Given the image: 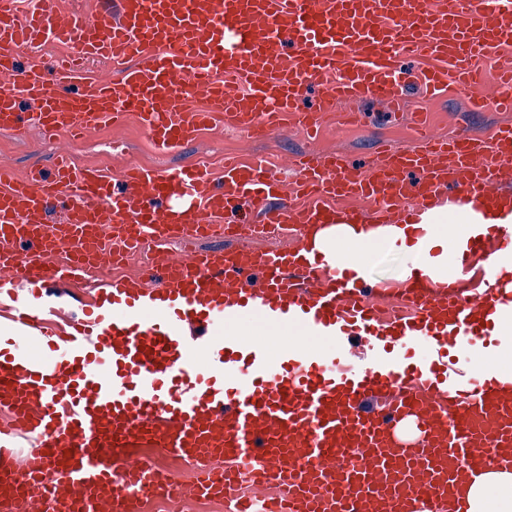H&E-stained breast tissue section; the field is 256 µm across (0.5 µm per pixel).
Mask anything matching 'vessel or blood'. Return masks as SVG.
<instances>
[{
	"mask_svg": "<svg viewBox=\"0 0 512 512\" xmlns=\"http://www.w3.org/2000/svg\"><path fill=\"white\" fill-rule=\"evenodd\" d=\"M93 18L41 0L20 16L0 0V132L38 127L73 137L137 114L167 151L214 122L256 138L286 122L317 134L340 104L375 99L400 110L408 89L428 97L479 87L512 112V67L487 80L484 59L512 48V0H101ZM74 48L53 69L26 52ZM414 57L417 70L404 61ZM107 61L106 75H85ZM324 88L300 109L303 89ZM298 177L275 180L235 160L211 179L198 161L179 168L126 165L120 174L57 155L21 178L0 169V505L34 500L38 512H144L179 484L150 460L116 469L134 448L192 463L213 457L194 491L228 512H468L458 490L471 473L512 468V394L501 372L473 376L456 354L478 335L512 328V277L489 298L468 294L475 255L512 257V228L491 225L448 241L453 283L407 280L393 318L368 299L370 260L316 252H256L248 238L295 224L417 222L448 203L480 215L512 198V125L479 136H418L357 168L337 152L307 154ZM420 172V181L405 179ZM114 241L106 247L101 227ZM227 236L238 246L154 252L142 276L103 289L79 322L50 330L33 296L50 282H81L147 242ZM26 283L31 299L15 297ZM258 317L300 323L370 356L337 369L297 339L271 342L226 324ZM436 342L425 362L404 348ZM274 484L263 498L241 481Z\"/></svg>",
	"mask_w": 512,
	"mask_h": 512,
	"instance_id": "vessel-or-blood-1",
	"label": "vessel or blood"
}]
</instances>
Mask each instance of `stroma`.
Segmentation results:
<instances>
[{
    "mask_svg": "<svg viewBox=\"0 0 512 512\" xmlns=\"http://www.w3.org/2000/svg\"><path fill=\"white\" fill-rule=\"evenodd\" d=\"M357 108L365 115L366 129H350L333 118L327 121L322 135L315 139L308 138L292 123L267 138L253 139L237 130L217 126L170 152L154 148L134 117L122 126L101 129L81 139L61 135L47 140L34 131L28 139L17 140L0 133V165H7L15 175L21 176L32 166H50L57 153L66 152L79 163L108 165L116 173L126 164L172 169L189 159L204 161L216 170L225 157L237 155L248 161L266 163L279 176L292 180L296 173L291 160L301 153L338 151L354 164L364 165L376 161L379 145H409L411 113L417 109L428 112L431 131L439 138L452 136L462 126L480 132L494 124H512V112L493 109L472 112L462 96L432 100L415 94L410 97L407 110L399 113L392 112L385 103L377 100L360 102ZM371 258L373 280L381 290L379 301L384 304L390 299V289L399 287L417 257L386 246L372 251ZM95 296L96 291L91 287L51 285L42 297V306L61 320L80 315L82 308Z\"/></svg>",
    "mask_w": 512,
    "mask_h": 512,
    "instance_id": "obj_1",
    "label": "stroma"
}]
</instances>
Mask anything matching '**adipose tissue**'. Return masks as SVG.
Wrapping results in <instances>:
<instances>
[{"mask_svg": "<svg viewBox=\"0 0 512 512\" xmlns=\"http://www.w3.org/2000/svg\"><path fill=\"white\" fill-rule=\"evenodd\" d=\"M456 217L463 225H470L468 212L449 213L447 208L438 207L421 217V225L427 234L417 249L421 256L422 270L433 283L448 285V249L449 217ZM408 234L407 224H393L376 229L355 228L346 224L329 227L310 226L307 230L309 247L322 249L326 246H338L341 256L365 255L386 244L405 240ZM469 512H512V471L488 470L472 475L461 489Z\"/></svg>", "mask_w": 512, "mask_h": 512, "instance_id": "obj_1", "label": "adipose tissue"}]
</instances>
